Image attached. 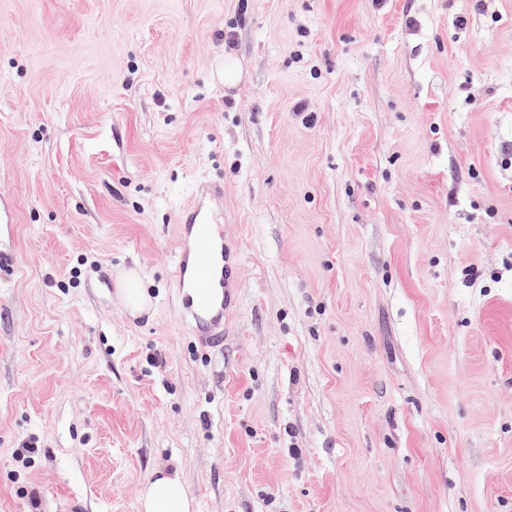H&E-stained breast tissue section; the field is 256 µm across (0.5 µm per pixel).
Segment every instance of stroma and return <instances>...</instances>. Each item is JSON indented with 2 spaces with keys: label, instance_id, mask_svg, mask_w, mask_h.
<instances>
[{
  "label": "stroma",
  "instance_id": "35a3bbf8",
  "mask_svg": "<svg viewBox=\"0 0 512 512\" xmlns=\"http://www.w3.org/2000/svg\"><path fill=\"white\" fill-rule=\"evenodd\" d=\"M0 204V512H512V0H0ZM178 222L174 278L181 291V317L191 323L200 346L220 348L237 257L225 247L223 224L211 223L201 204L184 209ZM134 275L127 276L121 288V295L127 309L134 315L149 312L150 302L147 293L139 288ZM139 496V512H193V501L176 475L157 473Z\"/></svg>",
  "mask_w": 512,
  "mask_h": 512
}]
</instances>
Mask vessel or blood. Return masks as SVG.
<instances>
[{
    "instance_id": "1",
    "label": "vessel or blood",
    "mask_w": 512,
    "mask_h": 512,
    "mask_svg": "<svg viewBox=\"0 0 512 512\" xmlns=\"http://www.w3.org/2000/svg\"><path fill=\"white\" fill-rule=\"evenodd\" d=\"M177 237L174 278L181 291V317L191 323L200 346L222 347L237 258L225 246L223 225L211 223L201 204L181 212Z\"/></svg>"
}]
</instances>
